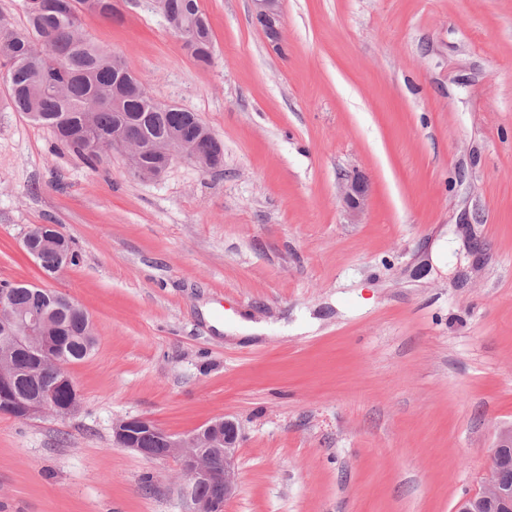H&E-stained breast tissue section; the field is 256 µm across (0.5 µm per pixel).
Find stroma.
Returning <instances> with one entry per match:
<instances>
[{"label": "stroma", "mask_w": 512, "mask_h": 512, "mask_svg": "<svg viewBox=\"0 0 512 512\" xmlns=\"http://www.w3.org/2000/svg\"><path fill=\"white\" fill-rule=\"evenodd\" d=\"M112 2L81 33L224 159L88 165L0 82V287L97 337L75 412L0 415V512H185L174 460L114 442L130 417L238 424L224 512H454L512 428V0H282L277 46L252 0H198L206 65L150 0ZM37 224L76 265L43 273ZM367 185L360 175L349 176L342 185V195L348 208L360 212L366 202Z\"/></svg>", "instance_id": "stroma-1"}]
</instances>
